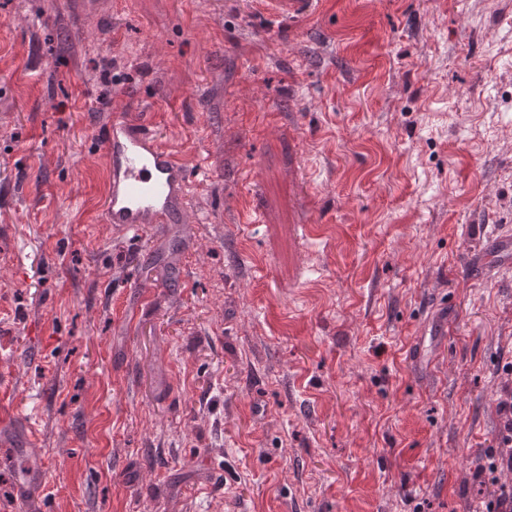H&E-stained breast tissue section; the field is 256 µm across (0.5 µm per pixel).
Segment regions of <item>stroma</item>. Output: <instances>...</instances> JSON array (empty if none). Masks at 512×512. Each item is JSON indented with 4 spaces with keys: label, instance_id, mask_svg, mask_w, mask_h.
<instances>
[{
    "label": "stroma",
    "instance_id": "obj_1",
    "mask_svg": "<svg viewBox=\"0 0 512 512\" xmlns=\"http://www.w3.org/2000/svg\"><path fill=\"white\" fill-rule=\"evenodd\" d=\"M0 0V512H473L512 383V0ZM191 175L103 222L114 114ZM271 13L286 14L298 19L306 17L312 10L313 0H266ZM19 418L13 401L12 384L0 376V425L10 424ZM0 428V443L4 439L3 430ZM16 493L23 499H35L44 495L45 476L43 469L26 466L15 480Z\"/></svg>",
    "mask_w": 512,
    "mask_h": 512
}]
</instances>
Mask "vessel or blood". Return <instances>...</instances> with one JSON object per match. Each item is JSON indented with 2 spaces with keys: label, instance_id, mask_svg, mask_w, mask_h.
I'll return each instance as SVG.
<instances>
[{
  "label": "vessel or blood",
  "instance_id": "b4317fda",
  "mask_svg": "<svg viewBox=\"0 0 512 512\" xmlns=\"http://www.w3.org/2000/svg\"><path fill=\"white\" fill-rule=\"evenodd\" d=\"M271 12L298 19L312 10L313 0H267ZM108 160L109 187L102 218L122 231L145 224H179L187 211L189 174L177 156L144 124L113 116L98 140ZM13 388L0 378V425L18 419ZM24 499L43 495L42 470L25 467L15 480Z\"/></svg>",
  "mask_w": 512,
  "mask_h": 512
}]
</instances>
